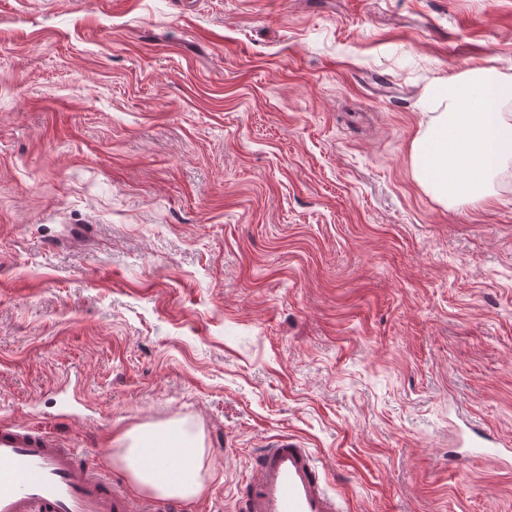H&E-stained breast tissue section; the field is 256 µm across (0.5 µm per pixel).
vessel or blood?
I'll return each mask as SVG.
<instances>
[{"mask_svg": "<svg viewBox=\"0 0 512 512\" xmlns=\"http://www.w3.org/2000/svg\"><path fill=\"white\" fill-rule=\"evenodd\" d=\"M512 457L489 434L476 433L459 465ZM236 512H345L310 449L282 437L261 449L235 499ZM0 512H147L123 494L91 455L60 448L39 434L0 429Z\"/></svg>", "mask_w": 512, "mask_h": 512, "instance_id": "1", "label": "vessel or blood"}]
</instances>
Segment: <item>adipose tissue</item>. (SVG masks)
<instances>
[{
	"instance_id": "ef3b65f1",
	"label": "adipose tissue",
	"mask_w": 512,
	"mask_h": 512,
	"mask_svg": "<svg viewBox=\"0 0 512 512\" xmlns=\"http://www.w3.org/2000/svg\"><path fill=\"white\" fill-rule=\"evenodd\" d=\"M117 442L121 447L119 459L138 490L183 500L194 499L203 491L205 450L199 437L182 425H145L122 433ZM149 453L173 460L177 474L145 467L143 459Z\"/></svg>"
}]
</instances>
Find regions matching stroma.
I'll return each instance as SVG.
<instances>
[{
    "instance_id": "obj_1",
    "label": "stroma",
    "mask_w": 512,
    "mask_h": 512,
    "mask_svg": "<svg viewBox=\"0 0 512 512\" xmlns=\"http://www.w3.org/2000/svg\"><path fill=\"white\" fill-rule=\"evenodd\" d=\"M512 77V0H0V426L206 449L183 512L312 449L350 512H512V160L448 208L432 95ZM473 432L475 438L469 440L468 448L461 453H457V462L459 465L464 466L469 464L471 459L480 457H492L499 461L502 460V456L512 457V448L492 447L496 444V441L491 438L490 434Z\"/></svg>"
}]
</instances>
